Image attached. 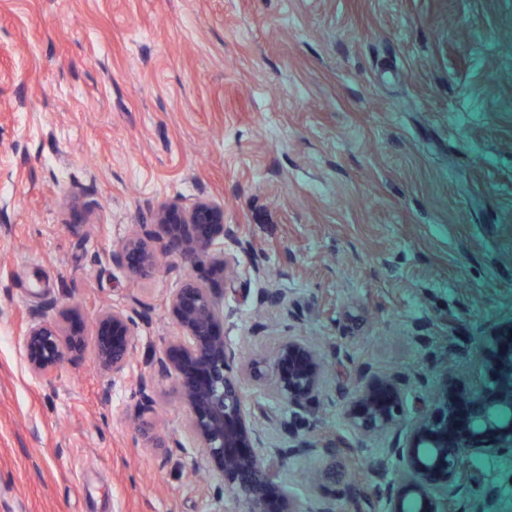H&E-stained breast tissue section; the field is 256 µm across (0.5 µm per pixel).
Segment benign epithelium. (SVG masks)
Masks as SVG:
<instances>
[{"instance_id":"7a95c632","label":"benign epithelium","mask_w":512,"mask_h":512,"mask_svg":"<svg viewBox=\"0 0 512 512\" xmlns=\"http://www.w3.org/2000/svg\"><path fill=\"white\" fill-rule=\"evenodd\" d=\"M157 232L171 251L197 257L206 255L214 269H224V238L233 231L224 224V204L212 198L176 199L159 206L153 216ZM111 261L130 275L151 276L157 269L152 234L126 237ZM167 307L180 331L178 340L146 364L159 374L174 378L187 410V430L215 467L224 488L244 512H268L271 493L279 499L278 512H303L278 482L276 461L287 453L334 457L337 452L354 455L355 445L341 438L316 442L288 430L291 448H270L247 412L242 381L268 385L291 411L316 400L325 376L323 355L301 336L281 340L271 356L245 362L224 340V310L214 290L191 273L167 298ZM81 308L69 305L57 317L32 316L19 345L30 374L50 383L70 354L81 352L87 338L94 340L99 367L112 378L131 376V357L137 346V323L121 307H103L94 317L92 333ZM502 327L487 337L488 359L483 381L456 393L429 388L423 372L413 380L424 388L425 399L418 415L411 417L400 383L380 378L367 368L352 374V396L346 415L360 437L391 438L382 458L368 467L371 493L386 512H498L496 488L470 489L468 463L473 454L496 451L512 454V421L476 426L490 409L512 408V344L502 341ZM140 411L139 431L153 448H179L178 439L154 432V399L151 379L136 378ZM402 473L399 481L386 478L389 464ZM310 512H343L342 499L326 489L315 499Z\"/></svg>"}]
</instances>
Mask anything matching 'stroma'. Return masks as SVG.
I'll list each match as a JSON object with an SVG mask.
<instances>
[{
  "mask_svg": "<svg viewBox=\"0 0 512 512\" xmlns=\"http://www.w3.org/2000/svg\"><path fill=\"white\" fill-rule=\"evenodd\" d=\"M512 0H0V512H239L186 431L170 377L154 416L182 445L146 447L134 377L176 341L166 298L185 275L216 288L246 358L281 337L335 345L324 395L299 418L265 386L244 402L267 440L383 436L345 417L351 368L457 392L490 326L512 321ZM209 197L235 231L233 280L165 250L147 280L110 254L153 231L163 202ZM278 289L287 307L260 301ZM132 377L92 348L35 381L18 339L31 313L133 307ZM280 479L303 506L315 456ZM512 512V455L474 457Z\"/></svg>",
  "mask_w": 512,
  "mask_h": 512,
  "instance_id": "1",
  "label": "stroma"
}]
</instances>
